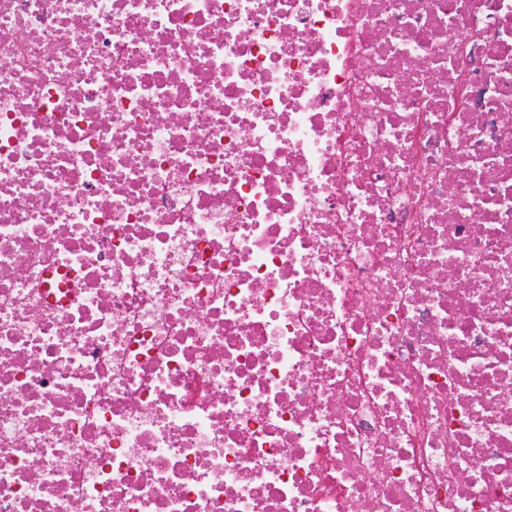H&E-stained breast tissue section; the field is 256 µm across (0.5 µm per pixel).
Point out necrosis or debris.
I'll list each match as a JSON object with an SVG mask.
<instances>
[{
  "label": "necrosis or debris",
  "instance_id": "obj_1",
  "mask_svg": "<svg viewBox=\"0 0 512 512\" xmlns=\"http://www.w3.org/2000/svg\"><path fill=\"white\" fill-rule=\"evenodd\" d=\"M0 512H512V0H0Z\"/></svg>",
  "mask_w": 512,
  "mask_h": 512
}]
</instances>
